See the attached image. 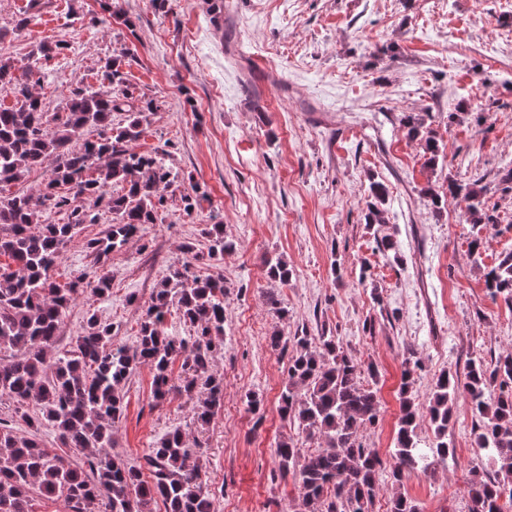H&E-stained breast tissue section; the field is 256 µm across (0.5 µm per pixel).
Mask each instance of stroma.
<instances>
[{
	"label": "stroma",
	"mask_w": 512,
	"mask_h": 512,
	"mask_svg": "<svg viewBox=\"0 0 512 512\" xmlns=\"http://www.w3.org/2000/svg\"><path fill=\"white\" fill-rule=\"evenodd\" d=\"M129 24L109 17L99 0H0V55L28 63L39 43H61L47 67L54 84L40 93L48 112L62 111L68 88L109 92L98 71L112 54L137 94L158 100L139 151L164 145L179 175L163 220L146 225L105 267L109 296L77 295L57 351L72 349L89 314L112 324L114 344L134 347L153 291L184 261L193 243L196 274L220 276L224 347L212 370L224 379V406L205 427L185 394L162 405L153 372L140 366L122 384L125 410L115 426L116 454L142 464L173 428L202 444L204 480L214 512H293L297 472L281 476L277 443L317 440L282 418L278 401L288 357L269 344L282 336H332L378 372L380 415L364 442L389 461L401 415V362L422 365L413 396L426 409L437 377L465 379L473 360L512 355V307L492 300L483 269L512 252V0H119ZM30 17L16 29L20 17ZM423 119L444 149L427 167L404 116ZM478 181L494 221L472 224L449 201L434 212L426 188L449 178ZM389 191L385 223L366 225L371 182ZM202 199L185 213L181 195ZM112 222L101 213L69 239L54 271L65 284L93 273L87 248ZM220 224L233 252L208 255L206 229ZM387 236L395 255L378 252ZM481 240L480 260L470 245ZM293 271L269 280L267 256ZM276 294L283 307L267 302ZM263 399L251 413L246 392ZM477 420L458 397L448 428L455 455L434 474L411 473L402 491L421 512H468L472 469L497 477L474 443Z\"/></svg>",
	"instance_id": "35a3bbf8"
}]
</instances>
